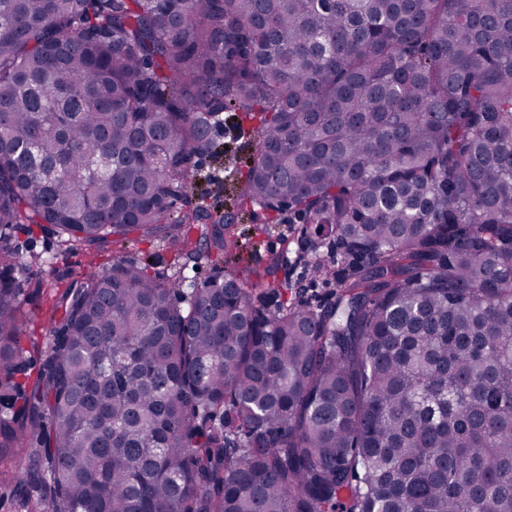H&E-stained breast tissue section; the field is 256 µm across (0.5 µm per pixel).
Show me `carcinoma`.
I'll use <instances>...</instances> for the list:
<instances>
[{
  "label": "carcinoma",
  "mask_w": 512,
  "mask_h": 512,
  "mask_svg": "<svg viewBox=\"0 0 512 512\" xmlns=\"http://www.w3.org/2000/svg\"><path fill=\"white\" fill-rule=\"evenodd\" d=\"M356 261L328 304L195 196ZM137 232L26 357L11 233ZM0 469L14 512H512V0H0ZM215 135L225 143L224 139V129L220 128L215 132ZM241 136V137H240ZM240 138L237 140H232L229 143H225L224 145L229 146V154H236L239 158V161L243 163L247 160L251 153V135L248 132V127L244 126L241 129ZM199 168L202 169L203 180L196 184V196H203L204 206L215 215L216 212L223 214L232 206V199L235 196L236 188L234 183L226 181L224 172V161L217 162L207 153L196 154L192 158ZM219 175L221 179L213 181L209 174ZM207 175V178L204 176Z\"/></svg>",
  "instance_id": "obj_1"
}]
</instances>
